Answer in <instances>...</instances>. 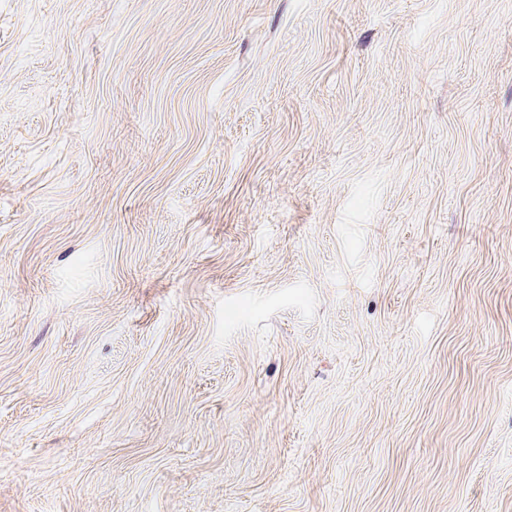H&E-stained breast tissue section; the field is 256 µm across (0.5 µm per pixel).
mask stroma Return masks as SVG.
I'll list each match as a JSON object with an SVG mask.
<instances>
[{
    "label": "stroma",
    "instance_id": "35a3bbf8",
    "mask_svg": "<svg viewBox=\"0 0 512 512\" xmlns=\"http://www.w3.org/2000/svg\"><path fill=\"white\" fill-rule=\"evenodd\" d=\"M0 512H512V0H0Z\"/></svg>",
    "mask_w": 512,
    "mask_h": 512
}]
</instances>
